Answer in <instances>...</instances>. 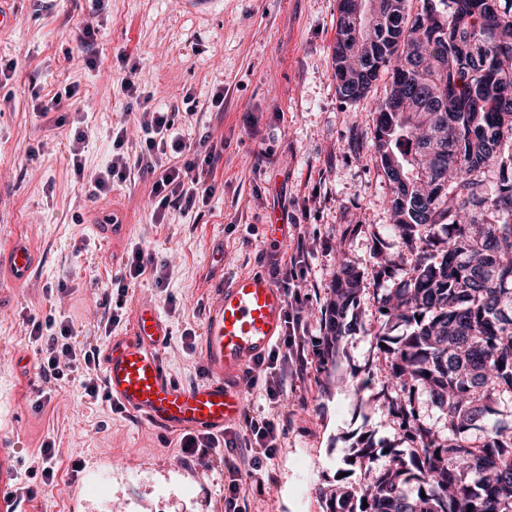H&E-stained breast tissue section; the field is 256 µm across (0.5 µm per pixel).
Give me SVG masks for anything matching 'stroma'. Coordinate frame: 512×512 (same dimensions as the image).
I'll return each mask as SVG.
<instances>
[{
    "instance_id": "35a3bbf8",
    "label": "stroma",
    "mask_w": 512,
    "mask_h": 512,
    "mask_svg": "<svg viewBox=\"0 0 512 512\" xmlns=\"http://www.w3.org/2000/svg\"><path fill=\"white\" fill-rule=\"evenodd\" d=\"M339 0H213L206 11L186 0H104L98 35L77 41L87 0H15L17 22L0 32V244L15 235L37 253L30 286L17 289L11 313L0 315V431L18 432L19 480L52 512H224L228 473L212 456L179 460L177 436L145 428L114 411L106 396L85 395L65 378L39 401L33 368L44 354L31 336L47 316L72 322L82 338L104 346L97 322L104 305L131 316L140 298L152 301L173 329L165 349L171 376L203 381L200 340L210 280L209 245L224 241V276L272 264L286 266L305 237L307 271L299 289L311 340L307 367L280 366L286 378L278 400L263 384L248 388L256 415L283 424L280 447L259 475L242 474L245 512H323L320 487L346 470L352 437L371 432L395 440L380 394L384 374L365 334L343 339L342 371L351 382L327 378L314 353L319 309L347 255L364 274L360 311L376 325L373 253L391 224V185L372 147L376 110L388 77L359 102L337 88L333 46ZM135 78L152 104L176 112L184 140L223 144L214 190L189 214L157 218L152 177L96 194L89 175L112 159L108 135L132 103L122 84ZM224 93V108L211 99ZM60 96L58 109L40 105ZM83 132V179L73 176L71 148ZM118 217L127 226L118 246L99 238L97 225ZM278 217L288 239L276 258L263 250L264 224ZM140 245L168 265L166 287L151 275L126 296L112 289L119 271L113 253ZM195 338H187L186 330ZM53 442L54 480L32 472L45 442Z\"/></svg>"
}]
</instances>
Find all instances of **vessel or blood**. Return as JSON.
Wrapping results in <instances>:
<instances>
[{"mask_svg": "<svg viewBox=\"0 0 512 512\" xmlns=\"http://www.w3.org/2000/svg\"><path fill=\"white\" fill-rule=\"evenodd\" d=\"M287 236V225L270 220L264 250L276 254ZM33 267L24 239L0 247L1 283L23 284ZM286 309L282 288L265 270L218 282L201 336L206 379L183 385L166 369L170 324L150 300H137L127 329L111 337L100 353L107 396L114 407L156 431L223 436L243 417L248 372L282 336ZM18 468L13 440L1 433L0 512H44L37 503L15 496Z\"/></svg>", "mask_w": 512, "mask_h": 512, "instance_id": "1", "label": "vessel or blood"}]
</instances>
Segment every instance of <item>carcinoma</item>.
Here are the masks:
<instances>
[{
	"label": "carcinoma",
	"mask_w": 512,
	"mask_h": 512,
	"mask_svg": "<svg viewBox=\"0 0 512 512\" xmlns=\"http://www.w3.org/2000/svg\"><path fill=\"white\" fill-rule=\"evenodd\" d=\"M380 2L378 43L368 47L353 37L357 0H340L333 59L335 74H349L338 89L350 102L389 76L373 147L392 185L389 233L413 265L389 286L403 256L378 241L372 336L398 437L357 436L348 458L362 482L341 478L319 495L325 512H512V428L486 422L512 407V8L487 14L483 0H438L446 9L424 30L409 0ZM464 42L487 68L464 66ZM491 167L500 178L487 186ZM362 292V272L340 258L316 345L329 374L357 330ZM420 391L448 432L425 421Z\"/></svg>",
	"instance_id": "1"
}]
</instances>
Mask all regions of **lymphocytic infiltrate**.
Masks as SVG:
<instances>
[{"label": "lymphocytic infiltrate", "instance_id": "obj_1", "mask_svg": "<svg viewBox=\"0 0 512 512\" xmlns=\"http://www.w3.org/2000/svg\"><path fill=\"white\" fill-rule=\"evenodd\" d=\"M136 127L141 138L137 150L129 148V127ZM174 115L159 107L144 108L133 113L131 124H119L112 129V160L92 177L98 192L109 193L114 185L134 179L137 173H148L154 178L151 193L158 212L174 209L187 214L198 203L206 202L214 190L215 172L223 152L217 147L205 153L194 152L182 136L174 131ZM287 334L283 346L272 349L263 362L267 370L264 392L268 400H275L283 392L285 381L276 373L278 360L301 357L309 334L300 310L289 307L285 315ZM32 336L42 340L45 353L37 365L42 382L41 397H48L58 382L67 375L80 381L85 394L95 398L104 389L98 351L85 347L76 339L72 325H56L54 319L34 324ZM245 430L227 437L202 434H182L179 442L180 459L190 462L201 454L223 458L225 452L238 448L252 449L247 463L252 472H260L263 463L272 459L279 446L282 427L274 421L245 416Z\"/></svg>", "mask_w": 512, "mask_h": 512}]
</instances>
